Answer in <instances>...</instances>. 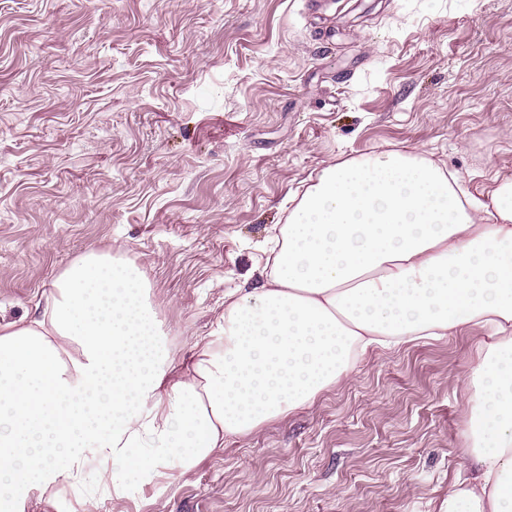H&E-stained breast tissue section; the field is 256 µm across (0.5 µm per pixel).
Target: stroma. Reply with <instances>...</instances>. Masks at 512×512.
Wrapping results in <instances>:
<instances>
[{
  "label": "stroma",
  "instance_id": "stroma-1",
  "mask_svg": "<svg viewBox=\"0 0 512 512\" xmlns=\"http://www.w3.org/2000/svg\"><path fill=\"white\" fill-rule=\"evenodd\" d=\"M512 175V0H0V317L121 248L176 361L326 167ZM486 330L371 350L311 406L102 512H434Z\"/></svg>",
  "mask_w": 512,
  "mask_h": 512
}]
</instances>
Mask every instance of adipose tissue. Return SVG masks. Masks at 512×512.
<instances>
[{"mask_svg": "<svg viewBox=\"0 0 512 512\" xmlns=\"http://www.w3.org/2000/svg\"><path fill=\"white\" fill-rule=\"evenodd\" d=\"M253 288L224 296L174 370L151 287L91 252L39 317L0 322V512H26L97 459L191 473L229 437L308 406L375 346L489 329L464 379L469 478L437 512H512V175L482 198L410 151L323 169L271 238Z\"/></svg>", "mask_w": 512, "mask_h": 512, "instance_id": "obj_1", "label": "adipose tissue"}]
</instances>
